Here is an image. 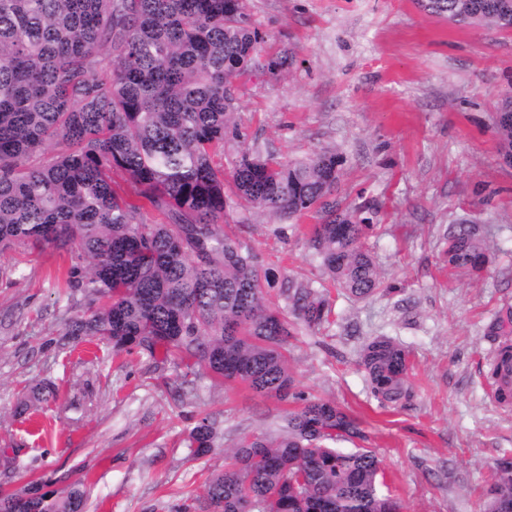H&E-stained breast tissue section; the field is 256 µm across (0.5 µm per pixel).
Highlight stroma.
Instances as JSON below:
<instances>
[{"label":"stroma","mask_w":512,"mask_h":512,"mask_svg":"<svg viewBox=\"0 0 512 512\" xmlns=\"http://www.w3.org/2000/svg\"><path fill=\"white\" fill-rule=\"evenodd\" d=\"M265 37L259 66L236 79L242 138L216 158L231 170L243 147L301 160L343 159L337 195L365 205L367 245L383 286L355 299L329 289L331 315L288 344L295 391L358 418L404 512H480L498 462L512 459V405L497 403L486 371L490 325L512 310V167L490 116L512 91V32L454 24L416 0H249ZM288 67L272 73L281 55ZM478 225L490 263L481 276L448 266L443 234ZM310 216L278 220L227 210L236 235L278 278L321 280L306 240ZM69 253L45 246L0 253V495L83 482L86 512H193L224 451L263 432L298 401L255 394L108 341H77L79 312L65 286ZM386 336L410 353L411 397L383 404L360 365ZM53 392L18 413L30 383ZM219 434L192 456L190 427Z\"/></svg>","instance_id":"1"}]
</instances>
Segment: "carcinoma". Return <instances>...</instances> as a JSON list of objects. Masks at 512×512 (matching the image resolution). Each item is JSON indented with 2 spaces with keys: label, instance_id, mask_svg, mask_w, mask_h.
<instances>
[{
  "label": "carcinoma",
  "instance_id": "1",
  "mask_svg": "<svg viewBox=\"0 0 512 512\" xmlns=\"http://www.w3.org/2000/svg\"><path fill=\"white\" fill-rule=\"evenodd\" d=\"M451 23L512 30V0H418ZM263 37L246 0H0V250L29 244L76 249L67 285L86 311L67 321L76 339L205 365L255 392L286 398L285 355L294 327L315 330L331 313L314 282L282 283L252 250L220 230L230 204L281 220L317 218L308 247L332 284L363 299L381 288L365 246L374 225L363 207L336 199L341 161L319 151L301 161L246 148L224 191L214 157L241 138L227 88L258 64ZM512 162V96L493 121ZM149 208L162 221L147 224ZM448 265H487L479 228L446 233ZM279 287L288 313L271 308ZM407 353L377 336L361 350L374 396H411ZM36 384L20 402L48 400ZM216 421L189 429L195 455L214 445ZM360 422L308 399L271 433H247L210 478L200 512H240L250 495L264 512H402L381 490L380 460ZM486 490L484 512H512V462ZM0 512H85L82 482L63 496L33 486L0 497Z\"/></svg>",
  "mask_w": 512,
  "mask_h": 512
}]
</instances>
